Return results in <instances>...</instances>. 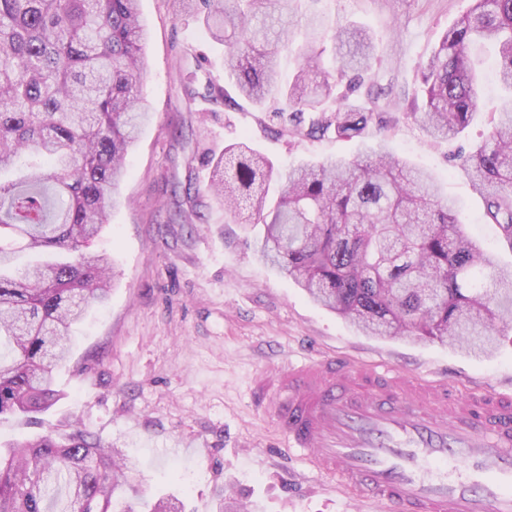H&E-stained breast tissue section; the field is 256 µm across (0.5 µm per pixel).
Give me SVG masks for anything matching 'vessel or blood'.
Returning a JSON list of instances; mask_svg holds the SVG:
<instances>
[{"mask_svg":"<svg viewBox=\"0 0 512 512\" xmlns=\"http://www.w3.org/2000/svg\"><path fill=\"white\" fill-rule=\"evenodd\" d=\"M254 399L284 453L385 512H512V394L311 357L259 369Z\"/></svg>","mask_w":512,"mask_h":512,"instance_id":"vessel-or-blood-1","label":"vessel or blood"}]
</instances>
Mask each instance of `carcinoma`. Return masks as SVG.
I'll use <instances>...</instances> for the list:
<instances>
[{
	"label": "carcinoma",
	"mask_w": 512,
	"mask_h": 512,
	"mask_svg": "<svg viewBox=\"0 0 512 512\" xmlns=\"http://www.w3.org/2000/svg\"><path fill=\"white\" fill-rule=\"evenodd\" d=\"M299 0H174L226 46L225 67L256 107L271 98L289 132L356 140L353 160L280 169L245 142L211 158L207 190L227 216L249 205L264 226L261 260L368 336H405L486 354L512 331V267L462 229L434 177L398 159L368 109L326 102L363 88L375 45L331 29ZM148 24L138 0H0V416L33 417L60 398L54 370L72 330L111 291L108 256L91 249L119 203L137 136ZM332 43L331 68L323 54ZM497 49L512 93V0H471L421 70L410 115L432 139L462 134L481 112L475 44ZM297 64L283 78L281 57ZM482 144L458 154L483 217L512 242V97ZM129 465L79 425L0 448V512H118Z\"/></svg>",
	"instance_id": "1"
}]
</instances>
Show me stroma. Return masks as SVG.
<instances>
[{"label":"stroma","mask_w":512,"mask_h":512,"mask_svg":"<svg viewBox=\"0 0 512 512\" xmlns=\"http://www.w3.org/2000/svg\"><path fill=\"white\" fill-rule=\"evenodd\" d=\"M302 13L374 39L365 79L389 102L373 137L409 164L433 172L462 207L466 231L495 261L512 266V244L482 217L483 201L458 167L459 150L489 132L488 115L456 139L436 142L405 111L425 62L469 0H301ZM150 26L143 81L152 119L128 157L121 202L110 209L97 250L111 258V294L93 307L56 371L60 399L38 419L0 417V448L78 421L104 447L136 462L123 502L140 512L165 497L179 512H378L302 455L277 451L274 426L252 405L258 368L312 356L386 363L461 392H512V335L476 358L438 343L372 337L313 303L258 260L262 226L235 223L205 185L211 151L240 141L288 166L354 158L358 142L285 132L275 105L255 109L236 91L206 100L224 81L225 48L170 0H140Z\"/></svg>","instance_id":"obj_1"}]
</instances>
